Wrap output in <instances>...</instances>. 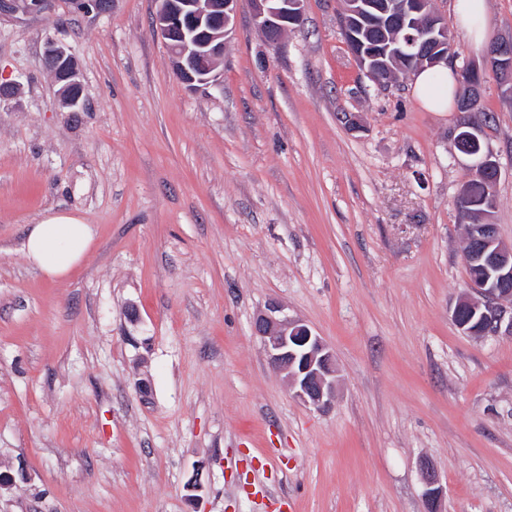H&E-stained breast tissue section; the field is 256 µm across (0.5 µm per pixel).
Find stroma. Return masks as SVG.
Returning <instances> with one entry per match:
<instances>
[{
    "instance_id": "obj_1",
    "label": "stroma",
    "mask_w": 512,
    "mask_h": 512,
    "mask_svg": "<svg viewBox=\"0 0 512 512\" xmlns=\"http://www.w3.org/2000/svg\"><path fill=\"white\" fill-rule=\"evenodd\" d=\"M157 8L0 20V76L20 84L0 107V512H424V461L442 512H512V339L451 318L459 112L426 111L411 77L370 81L344 0H305L276 44L238 0L195 89ZM49 36L85 111L58 109ZM486 112L512 245V98L493 78ZM49 211L93 231L55 282L23 249ZM272 303L334 352L331 409L270 365L253 322ZM46 69L60 86L61 105L67 112H79L85 105L83 99V84L81 73L77 72L74 56L69 48L61 41L47 38L44 52ZM76 85L79 90L74 98L65 93L66 85Z\"/></svg>"
}]
</instances>
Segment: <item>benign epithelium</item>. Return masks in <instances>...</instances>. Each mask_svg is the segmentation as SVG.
<instances>
[{
    "mask_svg": "<svg viewBox=\"0 0 512 512\" xmlns=\"http://www.w3.org/2000/svg\"><path fill=\"white\" fill-rule=\"evenodd\" d=\"M155 16L157 33L166 41L169 59L175 73L193 87L207 85L217 79L216 70L224 56V38L230 31L237 0H157ZM253 20L265 39L276 44L288 28L303 16V0H251ZM346 0L341 26L347 32L346 46L366 74H371L370 61L376 52L365 49L361 38L365 28L390 13L398 15L402 25L421 27L425 34L415 37L421 63L430 67L448 64V52L442 50L448 37L444 16L434 7V0ZM55 0H0V19L17 15L35 17L54 8ZM46 69L60 86L61 105L70 112L84 107L81 73L74 56L61 41L49 38L44 52ZM460 108L470 113L476 106L485 74L490 73L512 96V36L496 42L489 50L486 67L480 69L465 62L461 69ZM461 134L454 138L458 152L467 160L473 174H487L499 181L500 163L487 143L483 126L459 123ZM496 199L489 197L479 211L471 209L467 190L460 191L457 208L468 223L472 246L464 249L463 261L470 267L476 263L486 269V276L468 281V292L452 310L458 319L467 305L486 325L484 336L512 337V247L499 237L491 217ZM276 306L260 314L254 321V334L263 342L271 366L285 373L288 387L296 398L316 409L330 407L336 400V362L333 352L303 322L278 316ZM424 483L425 512H440L443 488L429 464L421 467Z\"/></svg>",
    "mask_w": 512,
    "mask_h": 512,
    "instance_id": "1",
    "label": "benign epithelium"
}]
</instances>
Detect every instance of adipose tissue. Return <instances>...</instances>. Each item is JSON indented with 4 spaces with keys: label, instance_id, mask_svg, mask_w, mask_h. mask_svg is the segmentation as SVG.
Instances as JSON below:
<instances>
[{
    "label": "adipose tissue",
    "instance_id": "obj_1",
    "mask_svg": "<svg viewBox=\"0 0 512 512\" xmlns=\"http://www.w3.org/2000/svg\"><path fill=\"white\" fill-rule=\"evenodd\" d=\"M458 79L452 67L440 73L422 70L413 76V92L431 112H448L454 105ZM92 240L90 225L65 213L46 214L28 225L24 249L30 264L51 281L65 278L82 259Z\"/></svg>",
    "mask_w": 512,
    "mask_h": 512
}]
</instances>
